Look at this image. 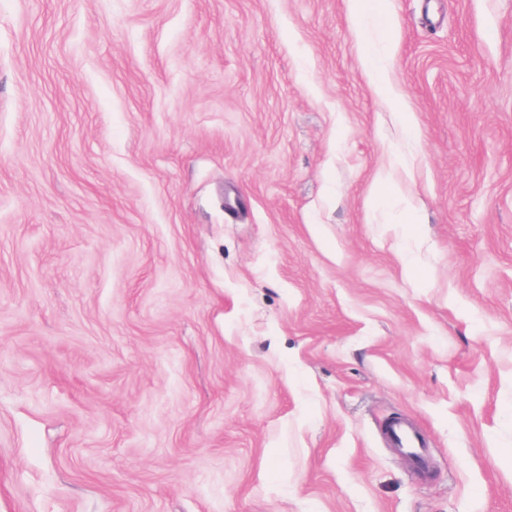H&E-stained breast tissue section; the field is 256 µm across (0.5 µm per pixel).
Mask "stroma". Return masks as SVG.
I'll return each mask as SVG.
<instances>
[{"label":"stroma","instance_id":"obj_1","mask_svg":"<svg viewBox=\"0 0 512 512\" xmlns=\"http://www.w3.org/2000/svg\"><path fill=\"white\" fill-rule=\"evenodd\" d=\"M0 512H512V0H0ZM382 432L387 444L404 455L415 471L423 472L427 468V446L415 428L394 419L383 426Z\"/></svg>","mask_w":512,"mask_h":512}]
</instances>
